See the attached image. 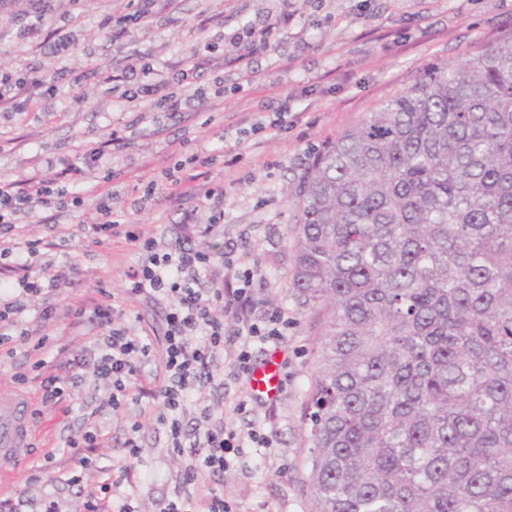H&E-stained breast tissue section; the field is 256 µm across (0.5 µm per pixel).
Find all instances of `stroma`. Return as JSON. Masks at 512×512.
Here are the masks:
<instances>
[{"instance_id": "1", "label": "stroma", "mask_w": 512, "mask_h": 512, "mask_svg": "<svg viewBox=\"0 0 512 512\" xmlns=\"http://www.w3.org/2000/svg\"><path fill=\"white\" fill-rule=\"evenodd\" d=\"M38 6L45 11V26L17 38ZM285 7L294 15L292 25L271 47L256 46L250 56L254 76L244 81L234 62L238 35ZM75 11L73 0H0V65L58 78L56 96L29 85L23 91L31 103L28 111L0 112V178L24 180L46 173L48 158L105 149L100 171L83 185L86 202L80 212L39 213L20 230L23 238L49 245L34 257V265L49 262L67 274L56 291L31 300L21 317L23 327L32 339H45L54 364L65 365L101 334L88 320L70 324L66 308L108 293L130 335L151 347L142 376L155 374L165 343L167 303L126 292L124 272L145 262V252L121 236L99 247L89 244L86 230L96 223L97 202L106 194L128 230L155 238L163 250L208 248L213 256L231 253L258 269L251 316L279 309L289 326L279 347L256 343L252 355L258 360L277 352L282 391L276 401H259L250 393L247 375L225 372L223 388L192 392L181 417L183 446L174 449L150 398L116 410L110 404L111 387L85 377L66 400L45 409L31 425L35 448L13 482L19 512H41L47 499L58 501L64 512H80L78 488L69 481L78 464L67 441L89 427L105 436L99 467L130 465L135 484L117 488L115 495L134 493L139 512H158L166 500L188 492L200 497L213 487L223 489L237 512H309L304 484L308 452L301 427L318 325L288 288L294 251L286 230L297 221L295 192L324 147L411 87L429 66L464 64L483 47L512 35V0H154L145 22L116 39L100 22L127 14L128 0H87L74 26L70 18ZM203 25L216 47L200 54L197 30ZM57 30L74 41L68 53L53 49ZM194 55L199 67L193 81L209 95L171 115L129 104L120 91L104 92L95 80L71 81L73 72L88 68L169 80ZM219 85L224 94L217 97L213 91ZM284 101L294 114L287 129L254 131V123L267 121ZM116 130L127 131V145H112ZM198 149L211 151L210 165H186L187 156ZM108 170L117 174L109 183L103 180ZM179 170L187 180L174 192L168 177ZM150 185L155 193L148 197L144 191ZM217 186L224 189V222L203 236L195 227L210 212L204 190ZM48 306L54 316L46 321L42 311ZM17 373L27 375L29 404L37 406L39 382L27 345L1 344L0 397L13 395ZM241 399L247 400L248 413L235 411ZM219 402L224 410L214 414V421L242 435L262 426L274 445L245 449L222 476L207 475L185 485L182 472L193 452L196 419L205 406ZM135 420L142 424L140 454L130 461L124 443L127 426ZM48 451L55 455L54 471L30 480L37 458Z\"/></svg>"}]
</instances>
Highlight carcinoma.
Returning a JSON list of instances; mask_svg holds the SVG:
<instances>
[{
	"instance_id": "carcinoma-1",
	"label": "carcinoma",
	"mask_w": 512,
	"mask_h": 512,
	"mask_svg": "<svg viewBox=\"0 0 512 512\" xmlns=\"http://www.w3.org/2000/svg\"><path fill=\"white\" fill-rule=\"evenodd\" d=\"M297 198L309 512H512V36L343 132Z\"/></svg>"
}]
</instances>
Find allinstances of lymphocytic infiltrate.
I'll list each match as a JSON object with an SVG mask.
<instances>
[{"mask_svg": "<svg viewBox=\"0 0 512 512\" xmlns=\"http://www.w3.org/2000/svg\"><path fill=\"white\" fill-rule=\"evenodd\" d=\"M202 88L183 83L176 91L161 93L158 84L140 81L127 88L125 100L146 101L154 112H177L183 105L195 99H204ZM103 156L102 149L89 148L74 157H62L48 161V168L55 177L60 176L73 184L84 183L86 176L97 170ZM82 197H67L64 190L56 188L53 179L32 177L25 181L0 182V236L13 231L33 214L79 208ZM125 238L148 255L147 262L129 267L125 273L130 294H158L170 301L165 314L167 325L161 362L155 374L159 382L153 392L158 400V420L166 425L172 447L181 445V420L190 391L197 386L212 383L218 368V353L224 348L227 321L238 325L237 335L244 341L235 352L231 365L234 370L248 372L252 366V342L280 343L288 328L283 314L274 313L261 321L249 319L245 309L250 301L255 272L237 267L230 256L222 262L231 279L230 285L204 287L203 279L211 269L209 254L182 247L169 252L157 249L156 242L134 232H126ZM26 255H19L15 246L0 248V257H7V269L14 279L0 282V343L16 338L27 339L28 332L20 326V316L28 307L29 299L51 290L65 280V273L54 272L51 265L33 268L30 259L40 252L39 242L25 244ZM75 319L91 316L103 334L97 338L91 356H77L69 364L68 377L51 372L47 359L34 363L41 372L40 403L42 406L57 404L68 386L82 381L84 375L107 382L112 387L113 406H120L131 391V381L139 371L140 360L149 357L151 350L138 337L129 335L127 329L116 327L112 305L93 301L91 307L74 308ZM265 447L271 446V438L261 430H252L248 438L239 437L234 431L224 429L213 422L209 411L199 417V441L201 449L197 458L191 459L184 468L186 480L198 475L218 474L228 469L242 452L245 442ZM103 436L99 430L84 431L70 439L68 446L80 467L71 481L79 486L82 496V512H137L133 498L115 502L112 495L120 482L130 481V468H122L119 477L105 472L94 483H84L80 473L94 469L92 457L95 448L101 447Z\"/></svg>", "mask_w": 512, "mask_h": 512, "instance_id": "obj_1", "label": "lymphocytic infiltrate"}]
</instances>
